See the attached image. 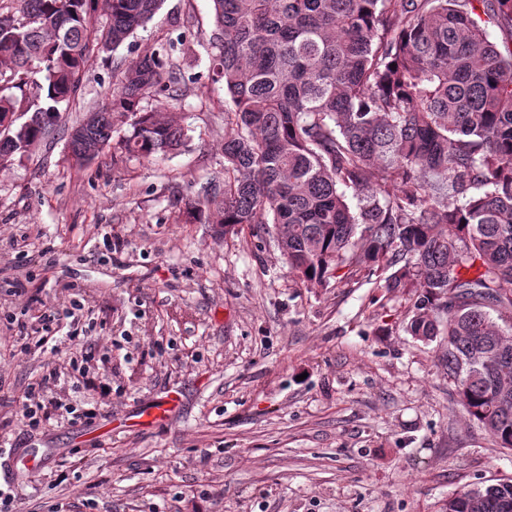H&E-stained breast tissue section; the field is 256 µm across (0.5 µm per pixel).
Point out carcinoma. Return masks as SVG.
I'll return each mask as SVG.
<instances>
[{
	"label": "carcinoma",
	"instance_id": "cac0c4a2",
	"mask_svg": "<svg viewBox=\"0 0 512 512\" xmlns=\"http://www.w3.org/2000/svg\"><path fill=\"white\" fill-rule=\"evenodd\" d=\"M0 11V165L28 155L75 98L94 51L113 52L163 0H19ZM210 71L224 84V186L186 199L223 236L273 225L303 283L340 271L416 295L407 331L439 341L468 417L512 450V0H211ZM110 18L94 26L98 9ZM186 36L127 67L72 127L85 164L148 158L187 130L142 102L179 96ZM396 69H391V65ZM446 512H512V482L458 491Z\"/></svg>",
	"mask_w": 512,
	"mask_h": 512
}]
</instances>
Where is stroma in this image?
<instances>
[{
    "instance_id": "obj_1",
    "label": "stroma",
    "mask_w": 512,
    "mask_h": 512,
    "mask_svg": "<svg viewBox=\"0 0 512 512\" xmlns=\"http://www.w3.org/2000/svg\"><path fill=\"white\" fill-rule=\"evenodd\" d=\"M211 0H165L113 54L31 156L0 167V318L30 292L94 309L112 352L110 414L21 435L15 413L51 358L0 359V435L26 439L36 472L0 474L12 512H445L453 493L512 481V451L467 420L437 360L413 339V296L367 271L304 284L269 235L216 236L184 201L224 180V88L208 78ZM173 52L184 91L164 105L188 143L145 159L110 145L90 163L66 132L100 107L147 48ZM28 235L31 245L15 244ZM163 421L139 413L168 398Z\"/></svg>"
}]
</instances>
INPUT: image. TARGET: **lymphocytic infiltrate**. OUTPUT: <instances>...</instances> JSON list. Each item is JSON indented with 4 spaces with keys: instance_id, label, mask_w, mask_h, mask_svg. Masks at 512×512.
Here are the masks:
<instances>
[{
    "instance_id": "f902f5d3",
    "label": "lymphocytic infiltrate",
    "mask_w": 512,
    "mask_h": 512,
    "mask_svg": "<svg viewBox=\"0 0 512 512\" xmlns=\"http://www.w3.org/2000/svg\"><path fill=\"white\" fill-rule=\"evenodd\" d=\"M84 308L83 302L75 300L60 312L44 309L31 322L14 316L7 319L13 351L36 348L56 353L64 348L69 353V371L58 367L49 370L22 395L16 419L31 430L42 429L56 418L70 424H90L98 406L110 401V371L107 366L94 365L93 339L74 321Z\"/></svg>"
}]
</instances>
